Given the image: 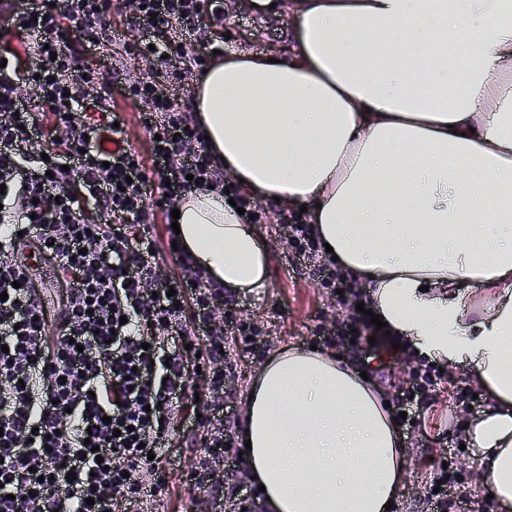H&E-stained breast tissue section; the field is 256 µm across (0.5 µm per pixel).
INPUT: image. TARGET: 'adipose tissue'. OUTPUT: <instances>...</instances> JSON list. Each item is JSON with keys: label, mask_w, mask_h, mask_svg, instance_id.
<instances>
[{"label": "adipose tissue", "mask_w": 512, "mask_h": 512, "mask_svg": "<svg viewBox=\"0 0 512 512\" xmlns=\"http://www.w3.org/2000/svg\"><path fill=\"white\" fill-rule=\"evenodd\" d=\"M256 3L292 15L290 46L198 76L212 149L246 189L306 208L392 335L467 365L490 399L466 431L475 467L512 512V0ZM179 211L195 265L238 292L265 287L266 246L221 194L194 191ZM250 393L240 438L266 512H386L407 456L350 361L282 349Z\"/></svg>", "instance_id": "obj_1"}]
</instances>
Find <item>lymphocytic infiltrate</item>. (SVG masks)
Wrapping results in <instances>:
<instances>
[{
  "instance_id": "1",
  "label": "lymphocytic infiltrate",
  "mask_w": 512,
  "mask_h": 512,
  "mask_svg": "<svg viewBox=\"0 0 512 512\" xmlns=\"http://www.w3.org/2000/svg\"><path fill=\"white\" fill-rule=\"evenodd\" d=\"M134 36L112 33V0H5L0 7V512H124L170 492L161 460L186 390L203 378L209 399L196 422L203 457L193 487L213 512H263L258 493L224 475L238 459L235 417L224 411L231 365L227 340L259 355L255 323L235 315V294L182 259L160 276L148 225L195 188L214 187L240 208L250 203L227 180L183 96L205 52L169 40L206 35L223 0H137ZM106 52L111 72L94 64ZM147 68L125 75L129 60ZM152 134L154 168L124 145L111 86ZM33 88L34 98L22 95ZM117 148L105 152L104 136ZM287 242L345 314L316 336L333 347L365 345L373 330L360 296L303 213L276 217ZM55 271L36 291L29 262ZM421 364L398 389L412 412L436 390Z\"/></svg>"
}]
</instances>
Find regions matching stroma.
Listing matches in <instances>:
<instances>
[{
    "instance_id": "stroma-1",
    "label": "stroma",
    "mask_w": 512,
    "mask_h": 512,
    "mask_svg": "<svg viewBox=\"0 0 512 512\" xmlns=\"http://www.w3.org/2000/svg\"><path fill=\"white\" fill-rule=\"evenodd\" d=\"M224 23L212 30L213 37L224 40L225 47L264 53L286 46L289 29L288 17L284 14L263 15L255 12L253 0H226ZM253 206L263 209L266 217L257 225L256 231L267 244L268 283L255 295L240 297L237 312L242 317L255 321L265 332L268 341L267 354H274L284 347L306 348L312 340L316 327H330L340 315L341 309L324 288L313 279L306 267L296 264L288 244L287 232L272 219L274 206L270 200L251 195ZM376 343L372 351L361 353L342 348V355L366 372L380 387L386 397H393L394 388L403 380L391 365L372 369L369 361L380 352L393 350L395 359H404L403 350L391 347V340L383 331H375ZM227 353L233 363L234 375L226 383L224 407L234 413L237 422H244L247 393L254 373L263 365L260 357L246 353L235 344H227ZM445 378L438 389L434 410L420 409L414 428L406 430L404 442L407 452V468L403 486L399 492L394 512H429L425 502L433 476L431 460L438 454L452 452L463 478L461 487H449V498L468 495L482 498L486 489L473 462L477 456L475 448L466 446L465 425L470 417L478 414L486 405V394H479L477 402L454 405L457 390L472 389L464 367L453 365L444 370ZM200 408L194 390H187L182 407L181 422L172 432L173 448L170 457L175 465L171 471L172 495L151 512H210L211 505L203 494L186 482L185 472L190 465L191 448L186 447L188 426Z\"/></svg>"
}]
</instances>
